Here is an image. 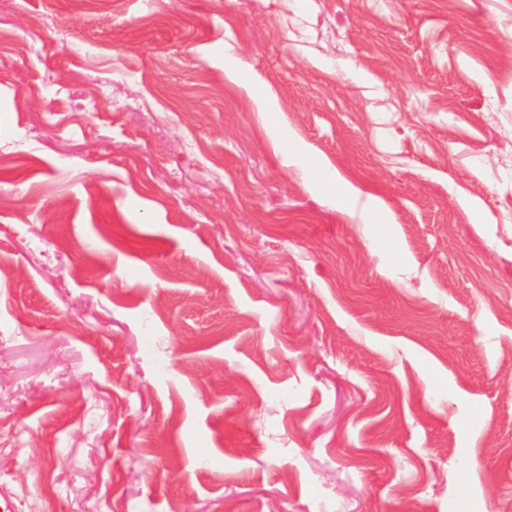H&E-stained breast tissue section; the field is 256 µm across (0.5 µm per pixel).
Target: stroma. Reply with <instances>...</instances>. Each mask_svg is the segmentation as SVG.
I'll list each match as a JSON object with an SVG mask.
<instances>
[{
	"instance_id": "obj_1",
	"label": "stroma",
	"mask_w": 512,
	"mask_h": 512,
	"mask_svg": "<svg viewBox=\"0 0 512 512\" xmlns=\"http://www.w3.org/2000/svg\"><path fill=\"white\" fill-rule=\"evenodd\" d=\"M11 512H512V0H0Z\"/></svg>"
}]
</instances>
